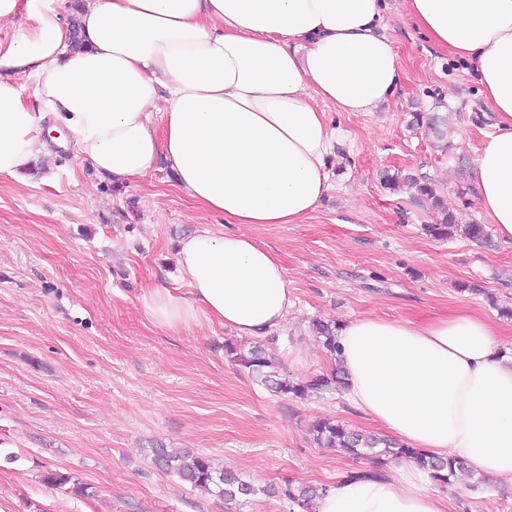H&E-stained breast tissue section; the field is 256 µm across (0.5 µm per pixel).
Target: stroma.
<instances>
[{
  "label": "stroma",
  "instance_id": "stroma-1",
  "mask_svg": "<svg viewBox=\"0 0 512 512\" xmlns=\"http://www.w3.org/2000/svg\"><path fill=\"white\" fill-rule=\"evenodd\" d=\"M386 33L403 77L369 112H329L340 133L327 164L331 189L299 224H238L180 192L169 163L114 188L74 149L38 165L26 183H0V512H294L269 484L330 487L370 468L308 429L329 419L367 432L383 426L344 390L281 396L231 364L227 327L178 331L146 316L144 289L189 294L179 241L206 229L243 233L280 258L294 297L273 346L283 376L302 381L334 362L314 324L373 316L425 321L467 311L512 345V242L489 232L435 238L441 215L414 189L384 188L382 173L434 183L458 223H487L471 174L492 113L466 65L410 20L406 0H385ZM445 116L450 149L412 126L413 113ZM162 444L208 456L255 495L228 503L154 467ZM49 472L71 475L53 487ZM448 512H512V480L462 477L443 490Z\"/></svg>",
  "mask_w": 512,
  "mask_h": 512
}]
</instances>
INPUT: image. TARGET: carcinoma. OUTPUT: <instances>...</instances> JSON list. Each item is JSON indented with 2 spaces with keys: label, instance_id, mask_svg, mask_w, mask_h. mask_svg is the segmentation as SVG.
I'll return each instance as SVG.
<instances>
[{
  "label": "carcinoma",
  "instance_id": "cac0c4a2",
  "mask_svg": "<svg viewBox=\"0 0 512 512\" xmlns=\"http://www.w3.org/2000/svg\"><path fill=\"white\" fill-rule=\"evenodd\" d=\"M413 119L417 124L428 123L437 139L447 138L444 117L434 115L427 118L416 113ZM407 182L443 215L441 223L427 225L426 231L433 237L447 236L449 229L456 227V219L445 201L430 183L421 182L411 177L407 179ZM316 331L318 337L322 338L324 348L331 354L335 353L336 334L331 325L319 323L316 325ZM224 350L231 363L246 371L252 379L284 396L300 397L309 393H321L334 389L338 384L341 386L345 384L341 374H314L301 383L288 380L279 373V359L268 349L266 341L255 343L246 352L238 350L231 343L224 344ZM310 434L313 440L321 446H338L355 458L371 460L373 470L352 472L349 477L353 479L379 478L381 477L380 470L384 469L390 461L401 458L408 459L428 470L433 481L442 487L448 486L458 477L459 473L467 470L465 462L460 459L432 457L387 436L355 431L339 422L315 421L310 426ZM148 456L151 462L163 472L173 474L181 481L214 494L225 501L241 500L255 493V488L249 482L231 471L214 468L210 460L203 455L157 445L149 450ZM266 492L273 496L286 497L302 512H313L317 500L324 495L326 489L316 486H302L296 489L291 486L279 488L271 485Z\"/></svg>",
  "mask_w": 512,
  "mask_h": 512
}]
</instances>
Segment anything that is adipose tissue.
Instances as JSON below:
<instances>
[{"label": "adipose tissue", "instance_id": "ef3b65f1", "mask_svg": "<svg viewBox=\"0 0 512 512\" xmlns=\"http://www.w3.org/2000/svg\"><path fill=\"white\" fill-rule=\"evenodd\" d=\"M383 0H88L72 48L58 0H0V22L20 7L34 37L0 47V181L22 183L51 152L46 122L121 184L160 161L177 187L228 224H298L330 189L336 144L327 109L368 112L402 81L385 33ZM432 43L473 71L493 114L473 172V198L512 242V0H406ZM35 76L34 102L19 81ZM163 110V127L153 122ZM182 296L147 289L151 322L257 337L293 306L286 270L263 243L201 230L184 237ZM346 393L404 444L457 457L478 475L512 478V356L493 326L461 312L424 322L358 317L336 332ZM428 471L399 479L341 477L316 512H447Z\"/></svg>", "mask_w": 512, "mask_h": 512}]
</instances>
